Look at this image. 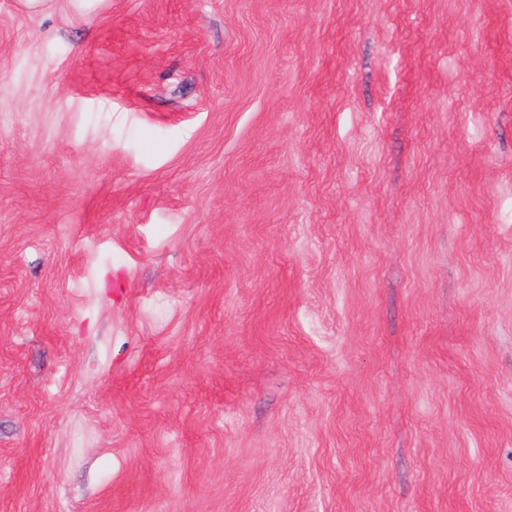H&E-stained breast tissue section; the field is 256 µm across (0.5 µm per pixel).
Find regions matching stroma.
<instances>
[{"label":"stroma","mask_w":512,"mask_h":512,"mask_svg":"<svg viewBox=\"0 0 512 512\" xmlns=\"http://www.w3.org/2000/svg\"><path fill=\"white\" fill-rule=\"evenodd\" d=\"M0 512H512V0H0Z\"/></svg>","instance_id":"stroma-1"}]
</instances>
